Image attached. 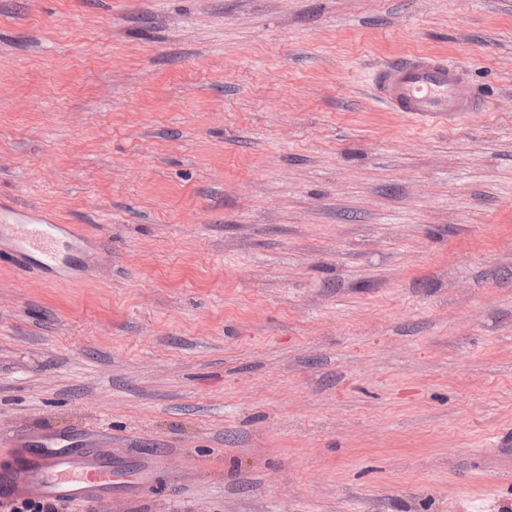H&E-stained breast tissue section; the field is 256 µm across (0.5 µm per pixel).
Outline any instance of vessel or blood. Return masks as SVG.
<instances>
[{
	"instance_id": "1",
	"label": "vessel or blood",
	"mask_w": 512,
	"mask_h": 512,
	"mask_svg": "<svg viewBox=\"0 0 512 512\" xmlns=\"http://www.w3.org/2000/svg\"><path fill=\"white\" fill-rule=\"evenodd\" d=\"M374 87L380 101L390 109L423 117L482 108L479 95L461 68L422 52L384 66L374 77ZM0 228L11 233L15 259L36 253L46 269L58 262L59 234L76 233L72 225L7 205L0 207ZM153 469L148 459L131 462L72 442L54 449L38 441L17 449L13 466L0 470V496L34 495L82 505L110 499L117 489L137 491L151 480ZM33 470L43 475L35 485L28 479Z\"/></svg>"
}]
</instances>
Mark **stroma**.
Wrapping results in <instances>:
<instances>
[{
    "instance_id": "stroma-1",
    "label": "stroma",
    "mask_w": 512,
    "mask_h": 512,
    "mask_svg": "<svg viewBox=\"0 0 512 512\" xmlns=\"http://www.w3.org/2000/svg\"><path fill=\"white\" fill-rule=\"evenodd\" d=\"M483 109L384 106L404 55ZM0 468L159 460L92 512H512V0H0ZM0 234L8 230L12 237V256L21 260L38 253L42 267H55L58 263V235L66 233L75 239L80 238L72 225L56 224L46 216L35 217L32 213L11 206L0 207Z\"/></svg>"
}]
</instances>
